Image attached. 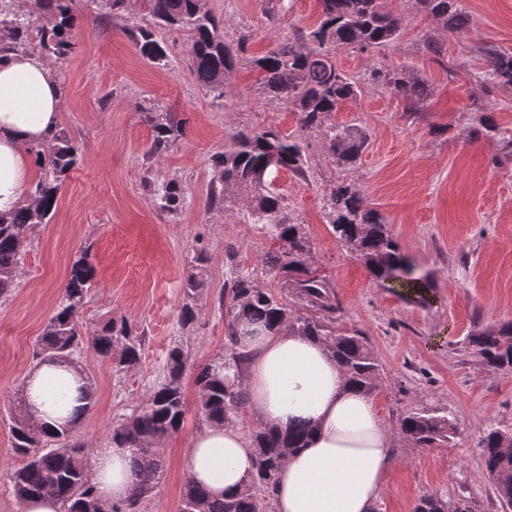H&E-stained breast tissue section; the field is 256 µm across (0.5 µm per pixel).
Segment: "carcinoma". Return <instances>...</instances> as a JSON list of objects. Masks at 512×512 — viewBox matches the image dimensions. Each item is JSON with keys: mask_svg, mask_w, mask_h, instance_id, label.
Masks as SVG:
<instances>
[{"mask_svg": "<svg viewBox=\"0 0 512 512\" xmlns=\"http://www.w3.org/2000/svg\"><path fill=\"white\" fill-rule=\"evenodd\" d=\"M30 5L14 8L0 0V53L33 50L56 61H64L77 49L71 34L77 0H28ZM434 22L450 32L470 25L461 0H408ZM317 22L298 28L255 61L261 72L263 91L296 109L302 132L319 133L328 154L338 166L356 163L362 144L340 129L333 120L341 103L361 93L359 81L341 70L336 54L352 50L367 52L393 44L399 36L401 18L387 11L383 0H320ZM152 22L131 31L138 53L151 62L167 56V45L157 33L179 30L188 34L194 74L217 101L224 99V78L237 60L238 49L224 41L218 18L206 0H151ZM487 80L512 87V53L491 45L483 47ZM372 78L412 107L428 96L426 84L408 80L397 72L377 69ZM153 141L150 153L162 155L183 136L181 125L168 112L151 118ZM478 135L491 133L512 148V129L499 128L479 119ZM39 177L28 191L34 202L11 214H0V298L16 284L24 244L31 229L47 224L55 213L62 178L81 160L79 146L63 131L52 133L48 143L38 147ZM212 189L207 206H222L235 196L245 198L251 219L260 233L274 242L267 253L268 274L281 283V295L264 288L251 276H238L230 287L231 299L225 310V354L198 370V410L211 424H232L248 405L244 391L230 384L229 373L241 371L246 354L238 346L237 327L247 319L269 331L285 328L323 343L340 366L347 385L365 395L380 387V363L363 332L343 330L336 325L342 309L329 280L309 264L311 243L303 225L288 212L280 193L271 189L264 176L270 169H287L306 174L302 148L297 141L273 128L233 136V146L212 158ZM157 208L177 213L185 192L172 179L150 185ZM329 226L336 239L354 252L369 275L401 294L415 293L426 301L423 290L427 276L415 274L402 247L385 224L383 216L352 184L341 182L330 191ZM95 276L90 254L84 250L72 263L59 301L41 336L39 355L43 359H68L87 344L119 371L135 367L141 360L142 336L124 320L109 318L91 331L83 329L81 313ZM201 281L191 271L185 278L187 303L180 323L195 320L194 300ZM464 344L481 364L494 371H512V321L494 328L476 329ZM188 359L179 344L168 352L170 370L154 387L144 406L111 430L112 444L129 450L136 470V482L125 500L110 507L111 512H139L162 476L161 441L177 433L185 418L183 372ZM404 444L422 451L448 442L455 424L447 412L425 405L407 410L399 419ZM14 451L25 463L13 470L8 480L18 505L28 499L50 494L66 512H100L91 481V456L73 441L71 430H47L22 415L11 428ZM251 436L255 444V468L245 487L222 500L210 496L204 486L185 483L180 512H266L273 496L284 451L299 448L308 436L304 424L280 435L257 427ZM484 470L501 512H512V427L489 429L480 441ZM414 512H448V501L437 496L420 500Z\"/></svg>", "mask_w": 512, "mask_h": 512, "instance_id": "carcinoma-1", "label": "carcinoma"}]
</instances>
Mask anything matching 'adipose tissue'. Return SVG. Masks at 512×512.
<instances>
[{
    "label": "adipose tissue",
    "instance_id": "obj_1",
    "mask_svg": "<svg viewBox=\"0 0 512 512\" xmlns=\"http://www.w3.org/2000/svg\"><path fill=\"white\" fill-rule=\"evenodd\" d=\"M61 90L37 55L0 57V213L27 203L26 186L38 167L34 146L46 143L59 121ZM249 358L230 380L243 389L262 426L310 429L304 447L291 451L274 491L275 512H372L386 486L391 448L371 396L345 384L325 347L285 329L241 334ZM87 378L74 363H41L23 381L28 413L52 428L75 425ZM255 448L239 426L210 425L192 440L182 460L188 480L221 498L236 494L254 470ZM135 480L129 452L108 448L92 459L100 501L123 500Z\"/></svg>",
    "mask_w": 512,
    "mask_h": 512
}]
</instances>
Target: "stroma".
Instances as JSON below:
<instances>
[{"label":"stroma","instance_id":"stroma-1","mask_svg":"<svg viewBox=\"0 0 512 512\" xmlns=\"http://www.w3.org/2000/svg\"><path fill=\"white\" fill-rule=\"evenodd\" d=\"M402 18L397 40L372 52H339L338 66L361 81V94L334 116L364 142L353 168L336 166L321 137L301 136L305 177L288 170L269 179L311 241V262L332 284L343 311L340 328L369 337L382 365L375 393L382 417L397 428L407 409L423 403L447 410L456 430L444 445L414 451L392 448L393 465L373 512H414L421 497L465 495L473 512H496L480 463L479 442L492 427H512V373L485 369L465 348L476 328L512 320V148L498 137L474 135L480 115L512 127V87L483 84L482 49L512 52V0H462L472 24L451 32L408 4L384 0ZM225 40L239 46L237 63L214 100L191 70L186 33H163L165 61L142 58L129 29L150 21L149 0H125L106 13L98 0H81L73 34L77 51L50 72L62 82L58 129L79 142L82 160L65 178L55 215L33 228L15 288L0 298V512H18L7 475L24 459L12 448L10 427L21 409L23 378L82 250L97 269L82 312L92 329L125 319L145 336L141 360L129 371L83 347L73 361L88 377L93 406L73 428L91 452L109 447L110 430L142 405L168 372V351L188 354L183 389L186 415L163 443L164 474L140 512H178L185 483L182 458L206 421L198 411L195 375L225 351L219 299L236 275H268L270 241L244 215L243 200L209 210L211 157L240 131L274 128L298 134V116L266 95L254 65L278 41L315 23L319 0H207ZM435 41L440 54L429 53ZM395 70L424 82L428 97L405 107L370 77ZM169 112L185 135L168 153L151 156L148 113ZM299 135V134H298ZM177 180L186 202L177 214L157 210L149 182ZM353 182L388 222L412 265L430 278L432 300L407 301L372 280L364 265L334 237L326 194ZM205 286L197 317L182 327L186 270L197 253Z\"/></svg>","mask_w":512,"mask_h":512}]
</instances>
